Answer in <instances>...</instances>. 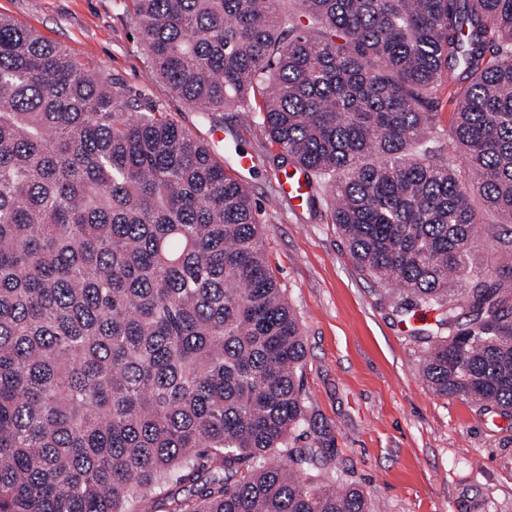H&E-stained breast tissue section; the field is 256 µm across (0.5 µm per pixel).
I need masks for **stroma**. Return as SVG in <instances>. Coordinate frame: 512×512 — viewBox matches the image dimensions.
Listing matches in <instances>:
<instances>
[{
    "mask_svg": "<svg viewBox=\"0 0 512 512\" xmlns=\"http://www.w3.org/2000/svg\"><path fill=\"white\" fill-rule=\"evenodd\" d=\"M0 16L119 78L237 170L300 325L305 397L331 439V474L363 490L375 512H512V416L435 391L424 376L426 346L413 336L433 327L434 313L392 311L388 287L350 256L326 196L298 208L280 194L262 125L228 108L214 139L196 108L148 78L128 0H0ZM243 152L252 167L241 172Z\"/></svg>",
    "mask_w": 512,
    "mask_h": 512,
    "instance_id": "35a3bbf8",
    "label": "stroma"
}]
</instances>
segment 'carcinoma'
I'll list each match as a JSON object with an SVG mask.
<instances>
[{
    "mask_svg": "<svg viewBox=\"0 0 512 512\" xmlns=\"http://www.w3.org/2000/svg\"><path fill=\"white\" fill-rule=\"evenodd\" d=\"M149 74L258 119L437 393L512 413V0H130ZM306 18L304 25L301 18ZM460 87L444 157L439 90ZM247 188L122 81L0 17V512H373L325 466ZM481 224L478 228V251L477 259L479 262L489 266V269L493 272L492 279H502L505 283H508V275L496 273L493 263V256L497 249L504 247V241L510 239L509 234H505L502 228L498 226H492L493 224H500L499 219L491 212H480Z\"/></svg>",
    "mask_w": 512,
    "mask_h": 512,
    "instance_id": "1",
    "label": "carcinoma"
}]
</instances>
